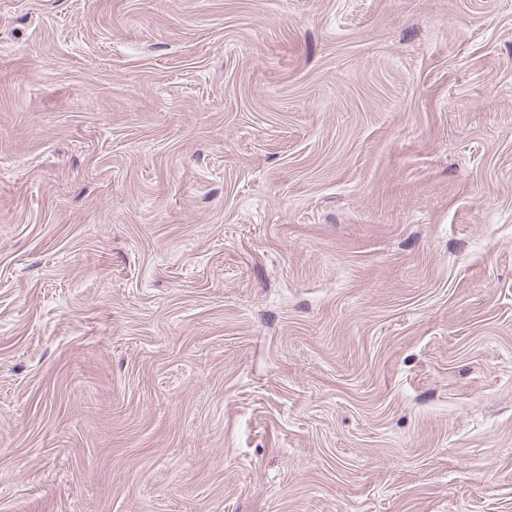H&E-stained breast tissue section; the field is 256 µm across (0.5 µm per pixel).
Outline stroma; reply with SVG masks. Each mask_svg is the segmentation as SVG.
<instances>
[{
    "label": "stroma",
    "instance_id": "1",
    "mask_svg": "<svg viewBox=\"0 0 512 512\" xmlns=\"http://www.w3.org/2000/svg\"><path fill=\"white\" fill-rule=\"evenodd\" d=\"M0 512H512V0H0Z\"/></svg>",
    "mask_w": 512,
    "mask_h": 512
}]
</instances>
